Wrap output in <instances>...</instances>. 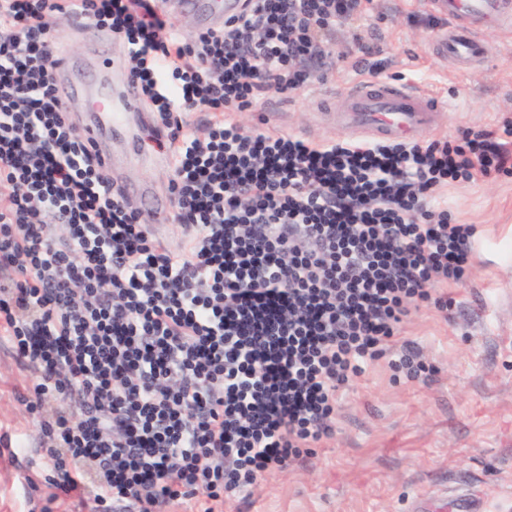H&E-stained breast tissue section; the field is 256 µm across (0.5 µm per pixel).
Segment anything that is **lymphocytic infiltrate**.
I'll return each mask as SVG.
<instances>
[{
    "label": "lymphocytic infiltrate",
    "mask_w": 512,
    "mask_h": 512,
    "mask_svg": "<svg viewBox=\"0 0 512 512\" xmlns=\"http://www.w3.org/2000/svg\"><path fill=\"white\" fill-rule=\"evenodd\" d=\"M372 0H245L186 44L159 0H0V331L32 374L60 495L98 512L224 504L331 437L338 391L411 306L448 311L476 228L448 182L512 172V126L434 140L314 142L225 121L309 86ZM69 15L126 45L166 127L172 251L144 228L69 117L51 32ZM210 112L207 139L185 119ZM70 227L61 243L46 218Z\"/></svg>",
    "instance_id": "f902f5d3"
}]
</instances>
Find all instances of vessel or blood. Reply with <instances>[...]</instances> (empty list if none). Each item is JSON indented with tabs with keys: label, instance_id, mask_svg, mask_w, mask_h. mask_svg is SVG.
Masks as SVG:
<instances>
[{
	"label": "vessel or blood",
	"instance_id": "vessel-or-blood-1",
	"mask_svg": "<svg viewBox=\"0 0 512 512\" xmlns=\"http://www.w3.org/2000/svg\"><path fill=\"white\" fill-rule=\"evenodd\" d=\"M430 9L455 19L456 24L439 32L433 40L441 57L465 68L482 57L488 48L475 30L476 25L493 23L508 25L512 22V5L507 0H427ZM165 9L176 14H192L202 26L219 29L225 17L236 12L235 0H164ZM76 64L69 54H60L55 64V75L65 88L66 99L81 98L92 120L84 123L80 131L91 146H98L103 136L123 135L126 116L139 108L142 102L138 85L123 79L120 85L105 80L77 82L73 75ZM443 102L404 81H364L350 88L341 108L346 125L374 140L414 138L423 129L433 128ZM141 210L152 223L166 222L171 215V202L167 197L153 194L147 187H137Z\"/></svg>",
	"mask_w": 512,
	"mask_h": 512
}]
</instances>
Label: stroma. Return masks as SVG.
I'll return each mask as SVG.
<instances>
[{
	"label": "stroma",
	"mask_w": 512,
	"mask_h": 512,
	"mask_svg": "<svg viewBox=\"0 0 512 512\" xmlns=\"http://www.w3.org/2000/svg\"><path fill=\"white\" fill-rule=\"evenodd\" d=\"M451 24L425 0H375L362 29L381 49L383 79L419 84L447 101L438 128L418 133L420 143L456 141L463 128L512 124V28L486 29L488 57L462 70L433 45ZM54 35L112 82L131 65L124 43L108 29L84 35L64 17ZM330 52L332 66L309 88L269 92L233 120L247 130L356 140L333 110L365 73L347 31H337ZM125 146L119 138L99 144L117 159L112 180L169 195L168 162L123 163ZM438 201L454 222L477 229L470 276L446 291L449 313L411 306L386 355L338 392L332 436L225 504L224 512H409L413 500L437 496L466 497L469 512H512V175L450 183ZM405 348L426 374L409 379L396 368ZM31 380L11 342L0 337V512H91L90 499L55 494L41 417L24 403Z\"/></svg>",
	"instance_id": "1"
}]
</instances>
